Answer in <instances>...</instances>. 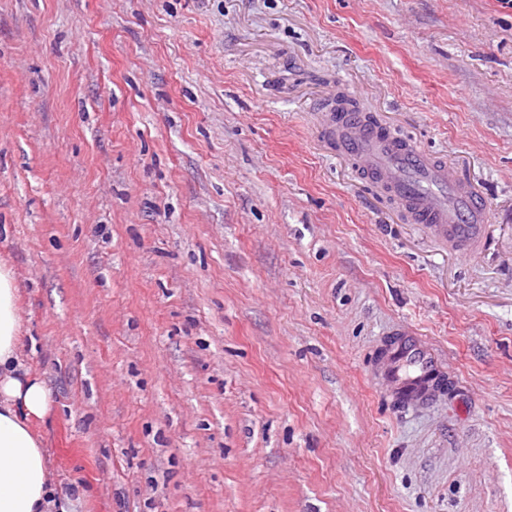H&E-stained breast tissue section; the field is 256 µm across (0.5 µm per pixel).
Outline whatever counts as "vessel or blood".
<instances>
[{
  "label": "vessel or blood",
  "mask_w": 512,
  "mask_h": 512,
  "mask_svg": "<svg viewBox=\"0 0 512 512\" xmlns=\"http://www.w3.org/2000/svg\"><path fill=\"white\" fill-rule=\"evenodd\" d=\"M323 136L340 153L365 161L368 177L391 185L396 198L413 208L417 222L462 249L484 246V204L446 162L368 125L355 112L328 113ZM381 376L395 398L410 404L431 400L444 382L439 356L408 331L386 347Z\"/></svg>",
  "instance_id": "1"
}]
</instances>
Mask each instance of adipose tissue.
Segmentation results:
<instances>
[{
  "label": "adipose tissue",
  "instance_id": "adipose-tissue-1",
  "mask_svg": "<svg viewBox=\"0 0 512 512\" xmlns=\"http://www.w3.org/2000/svg\"><path fill=\"white\" fill-rule=\"evenodd\" d=\"M22 333L14 272L0 259V512H76L80 493L52 482L34 429L52 398L26 362Z\"/></svg>",
  "mask_w": 512,
  "mask_h": 512
}]
</instances>
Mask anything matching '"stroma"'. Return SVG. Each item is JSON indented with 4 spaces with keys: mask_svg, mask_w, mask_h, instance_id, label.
I'll return each instance as SVG.
<instances>
[{
    "mask_svg": "<svg viewBox=\"0 0 512 512\" xmlns=\"http://www.w3.org/2000/svg\"><path fill=\"white\" fill-rule=\"evenodd\" d=\"M484 198L461 253L320 130ZM0 258L78 512H512V9L0 0ZM412 327L448 387L371 374Z\"/></svg>",
    "mask_w": 512,
    "mask_h": 512,
    "instance_id": "35a3bbf8",
    "label": "stroma"
}]
</instances>
